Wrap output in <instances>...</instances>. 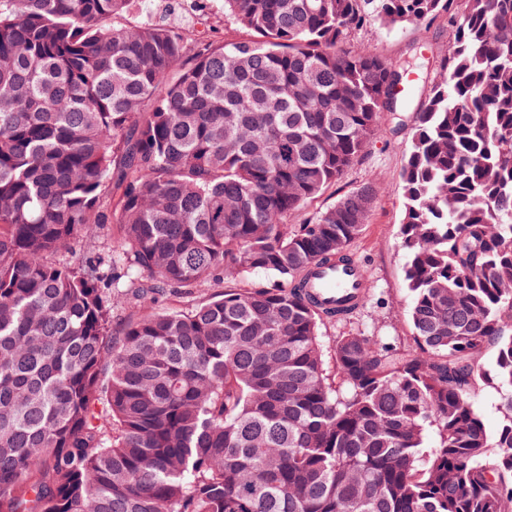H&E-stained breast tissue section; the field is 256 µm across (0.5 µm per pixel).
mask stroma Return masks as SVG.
I'll list each match as a JSON object with an SVG mask.
<instances>
[{"instance_id":"35a3bbf8","label":"stroma","mask_w":512,"mask_h":512,"mask_svg":"<svg viewBox=\"0 0 512 512\" xmlns=\"http://www.w3.org/2000/svg\"><path fill=\"white\" fill-rule=\"evenodd\" d=\"M207 3L205 17L187 21L190 32L220 40L245 38V31L225 18L223 0H207ZM354 43L385 57L398 56L414 45L423 48L428 58L434 61L448 49V22L440 18L428 25L393 27L377 19L355 36ZM403 120L404 130L393 134L388 128H381L367 152L336 186L287 219L289 225L300 224L334 203L344 191L368 180L376 184L379 190L376 206L362 235L351 245L350 253L363 264L374 287L359 327L382 339L405 337L410 333L407 317L410 294L404 280L405 256L399 244L398 227L404 218L399 182L410 143L408 128L413 124L412 113H405Z\"/></svg>"}]
</instances>
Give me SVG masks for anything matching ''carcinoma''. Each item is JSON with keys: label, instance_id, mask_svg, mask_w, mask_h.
<instances>
[{"label": "carcinoma", "instance_id": "cac0c4a2", "mask_svg": "<svg viewBox=\"0 0 512 512\" xmlns=\"http://www.w3.org/2000/svg\"><path fill=\"white\" fill-rule=\"evenodd\" d=\"M129 5L0 0V512H512V0H224L251 38L220 42ZM441 16L401 172L410 336L327 348L371 286L336 312L307 280L378 189L286 218L413 102L414 50L343 45ZM104 225L122 251L63 258Z\"/></svg>", "mask_w": 512, "mask_h": 512}]
</instances>
